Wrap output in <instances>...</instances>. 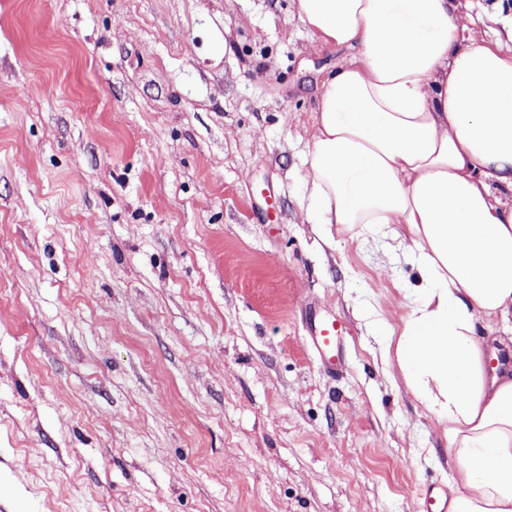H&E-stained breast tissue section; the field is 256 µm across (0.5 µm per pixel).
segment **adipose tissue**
I'll return each instance as SVG.
<instances>
[{"instance_id": "adipose-tissue-1", "label": "adipose tissue", "mask_w": 512, "mask_h": 512, "mask_svg": "<svg viewBox=\"0 0 512 512\" xmlns=\"http://www.w3.org/2000/svg\"><path fill=\"white\" fill-rule=\"evenodd\" d=\"M326 46L307 142L316 224H399L420 276L395 344L454 452L451 512H512V366L479 321L512 324V52L459 0H294Z\"/></svg>"}]
</instances>
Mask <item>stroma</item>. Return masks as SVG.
I'll use <instances>...</instances> for the list:
<instances>
[{"label":"stroma","mask_w":512,"mask_h":512,"mask_svg":"<svg viewBox=\"0 0 512 512\" xmlns=\"http://www.w3.org/2000/svg\"><path fill=\"white\" fill-rule=\"evenodd\" d=\"M351 55L292 0H0V512H423L454 468L385 357L418 274L314 224ZM345 322L325 371L313 317Z\"/></svg>","instance_id":"stroma-1"}]
</instances>
